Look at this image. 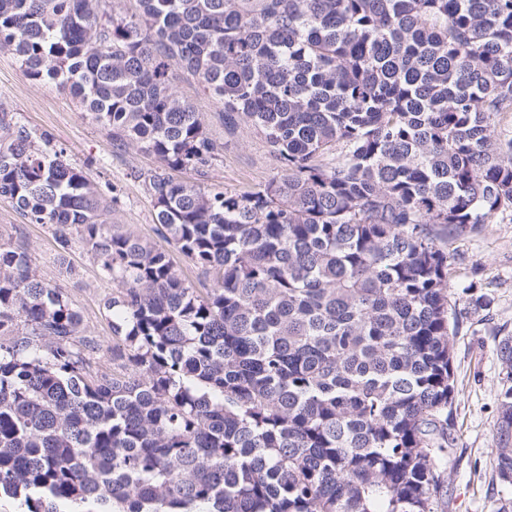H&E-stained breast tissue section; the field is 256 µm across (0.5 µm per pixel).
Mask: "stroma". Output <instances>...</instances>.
<instances>
[{
  "instance_id": "stroma-1",
  "label": "stroma",
  "mask_w": 512,
  "mask_h": 512,
  "mask_svg": "<svg viewBox=\"0 0 512 512\" xmlns=\"http://www.w3.org/2000/svg\"><path fill=\"white\" fill-rule=\"evenodd\" d=\"M175 90L200 112L215 144L212 183L229 194L257 191L280 172L263 134L241 124L225 130L215 102L194 76L176 69ZM0 107L17 113L33 132L48 134L75 163L87 165L97 183L111 182L116 200L109 221L168 249L155 232L152 200L142 173L157 170L156 158L139 149L115 153L110 139L87 112L50 81L29 79L18 59L0 52ZM0 243L24 244L42 276L60 284L71 305L83 317L84 333L101 348L94 366L112 371V328L102 302L114 285L104 279L88 247L76 243L66 259H58L48 225L32 224L5 200H0ZM451 254V285L460 329L454 338L453 368L457 379L450 417V457L447 483L437 512H500L505 504L495 473L496 423L505 371L497 345L512 336V212L500 214L478 234L456 239Z\"/></svg>"
}]
</instances>
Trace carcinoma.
I'll return each mask as SVG.
<instances>
[{"label":"carcinoma","instance_id":"carcinoma-1","mask_svg":"<svg viewBox=\"0 0 512 512\" xmlns=\"http://www.w3.org/2000/svg\"><path fill=\"white\" fill-rule=\"evenodd\" d=\"M0 0V50L147 172L170 255L109 228L84 167L0 110V199L116 291L112 374L28 253L0 243V500L12 512H435L455 392L448 244L512 211V0ZM263 134L281 174L210 185L177 94ZM495 471L512 489V336Z\"/></svg>","mask_w":512,"mask_h":512}]
</instances>
